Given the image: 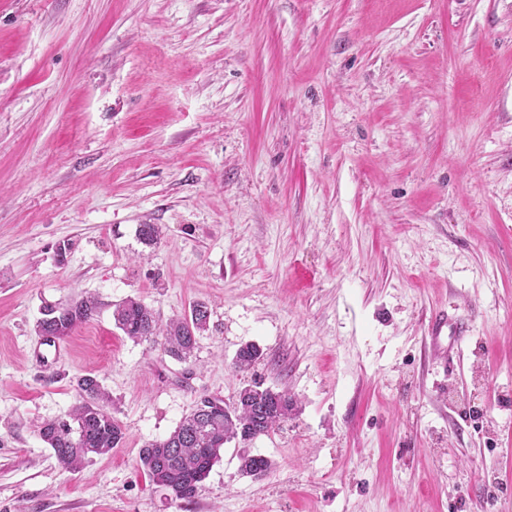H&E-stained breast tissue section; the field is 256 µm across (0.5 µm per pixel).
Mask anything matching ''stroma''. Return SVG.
<instances>
[{"label":"stroma","mask_w":512,"mask_h":512,"mask_svg":"<svg viewBox=\"0 0 512 512\" xmlns=\"http://www.w3.org/2000/svg\"><path fill=\"white\" fill-rule=\"evenodd\" d=\"M129 297L207 304L190 361ZM88 373L125 439L68 472L36 427ZM253 381L298 412L152 484L142 446ZM0 512H512V0H0ZM98 303L93 297L72 300L66 304L46 305L42 317L36 322V333H47L55 340H64L80 325L89 322L98 311ZM115 325L134 342L160 344L169 356L187 362L195 349L197 334L204 331L209 311L204 303L193 304L190 315L172 320L161 328L154 312L135 298L115 304L112 312ZM161 336V342H158ZM429 332L433 350L448 355V348L458 346L462 338L469 333V324L465 319L458 316L449 318L446 312L439 311L434 313L429 320ZM448 336H450L449 345ZM239 469L254 479H261L272 469V461L261 455L242 454L239 457Z\"/></svg>","instance_id":"35a3bbf8"}]
</instances>
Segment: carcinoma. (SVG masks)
I'll use <instances>...</instances> for the list:
<instances>
[{
	"mask_svg": "<svg viewBox=\"0 0 512 512\" xmlns=\"http://www.w3.org/2000/svg\"><path fill=\"white\" fill-rule=\"evenodd\" d=\"M98 311L93 297L66 304L46 305L36 322V333L64 340ZM115 325L131 340L160 344L164 353L186 362L192 356L197 334L209 318L205 304H193L189 315L159 326L154 312L135 298L115 305ZM262 357L255 344L243 345L236 354L235 369L250 370ZM77 401L66 417L40 426L39 435L53 452L58 464L68 471L83 469L94 458L118 447L125 433L112 416V399L98 379L86 374L76 380ZM296 409L286 391L263 388L258 383L241 387L225 401L204 396L167 437L150 441L140 450L139 460L150 481L178 500L194 498L202 481L221 459L224 445L252 441L280 428ZM242 473L261 479L272 469V461L261 455L242 454Z\"/></svg>",
	"mask_w": 512,
	"mask_h": 512,
	"instance_id": "carcinoma-1",
	"label": "carcinoma"
}]
</instances>
